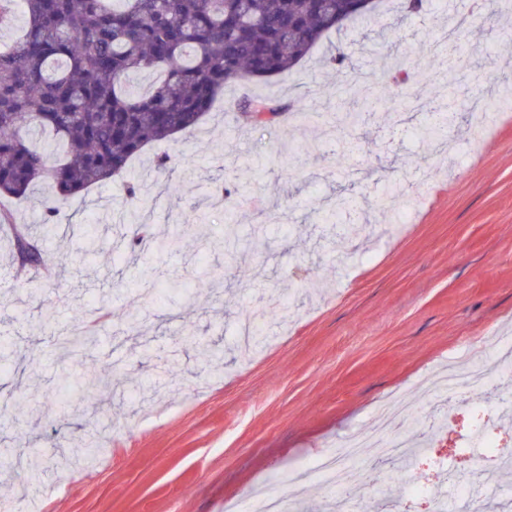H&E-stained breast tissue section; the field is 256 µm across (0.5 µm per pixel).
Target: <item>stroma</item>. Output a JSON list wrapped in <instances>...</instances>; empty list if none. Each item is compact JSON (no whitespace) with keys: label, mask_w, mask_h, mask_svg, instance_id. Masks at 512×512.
I'll return each mask as SVG.
<instances>
[{"label":"stroma","mask_w":512,"mask_h":512,"mask_svg":"<svg viewBox=\"0 0 512 512\" xmlns=\"http://www.w3.org/2000/svg\"><path fill=\"white\" fill-rule=\"evenodd\" d=\"M482 2L466 67L436 40L448 12L405 20L392 2L379 16L400 39L391 55L363 53L355 23L289 75L225 88L192 134L132 160L142 201L114 182L65 208L38 241L45 265L21 266L0 230V343L13 350L0 366V457L37 465L0 470V512H224L274 484L325 512L312 461L406 389L405 434L456 460L435 414L457 438L469 405L418 384L512 335V0ZM339 52L344 68L324 67ZM246 95L292 103L293 121L244 123ZM483 100L499 117L475 140ZM441 102L455 118L434 148L424 131ZM166 150L178 157L168 176L153 168ZM104 219L87 253L86 227ZM199 221L233 226L229 247L197 242ZM137 222L183 228L178 251L131 258ZM102 305L94 343L61 358L58 341ZM201 342L223 360L203 362ZM66 370L112 389L76 392L58 412ZM379 476L383 497L349 489L357 512L407 501L408 465Z\"/></svg>","instance_id":"stroma-1"}]
</instances>
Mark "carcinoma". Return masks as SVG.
<instances>
[{
	"label": "carcinoma",
	"mask_w": 512,
	"mask_h": 512,
	"mask_svg": "<svg viewBox=\"0 0 512 512\" xmlns=\"http://www.w3.org/2000/svg\"><path fill=\"white\" fill-rule=\"evenodd\" d=\"M27 24L0 50V228L15 233L24 266L41 264L29 230L3 203L45 185L43 233L63 207L116 178L125 195L141 194L129 160L152 142L190 135L224 88L288 74L322 37L339 30L336 16L377 20L363 0H21ZM381 29L364 50L390 53ZM290 107L243 97L236 112L267 125ZM50 133L63 153L31 145ZM181 237L155 235L135 244L159 254Z\"/></svg>",
	"instance_id": "obj_1"
}]
</instances>
